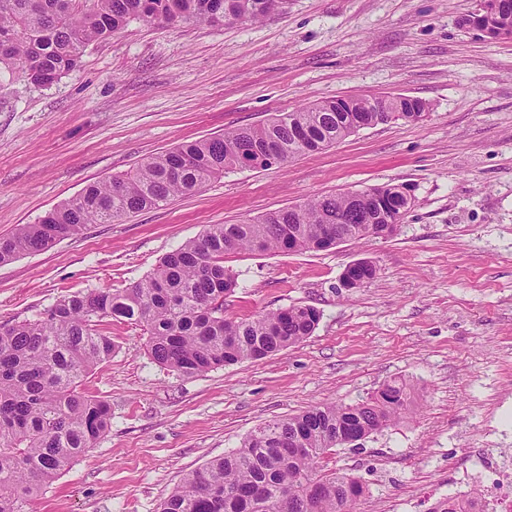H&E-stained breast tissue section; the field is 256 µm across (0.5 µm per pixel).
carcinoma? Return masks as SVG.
I'll return each mask as SVG.
<instances>
[{
  "label": "carcinoma",
  "mask_w": 512,
  "mask_h": 512,
  "mask_svg": "<svg viewBox=\"0 0 512 512\" xmlns=\"http://www.w3.org/2000/svg\"><path fill=\"white\" fill-rule=\"evenodd\" d=\"M267 0H0V69L49 86L75 69L85 48L129 22H255ZM374 101L325 100L262 126L237 128L152 156L93 182L82 193L0 238V265L47 249L89 224H112L199 192L236 170H266L272 151L286 163L376 121ZM392 194L397 223L378 217L375 202L334 195L238 224H211L163 256L152 272L121 289L61 297L32 319L0 324V512L28 504L105 435L110 405L86 380L116 352L112 321L143 327L148 354L184 377L259 361L304 342L320 311L292 305L249 318L224 315L238 287L224 256L320 251L397 234L405 201ZM411 385L394 380L355 404H324L259 425L240 446L188 472L157 512H350L364 492L359 479L327 468L336 449L407 417ZM480 500L450 497L430 512H479Z\"/></svg>",
  "instance_id": "1"
}]
</instances>
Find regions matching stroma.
I'll use <instances>...</instances> for the list:
<instances>
[{"label":"stroma","instance_id":"35a3bbf8","mask_svg":"<svg viewBox=\"0 0 512 512\" xmlns=\"http://www.w3.org/2000/svg\"><path fill=\"white\" fill-rule=\"evenodd\" d=\"M475 8L288 0L258 22L133 21L88 45L53 85L0 73V237L148 157L311 103L404 94L429 106L424 121L226 173L0 266V322H20L61 295L140 280L210 224L387 183L415 196L387 239L227 256L238 275L227 314L320 310L312 335L277 355L182 377L148 356L140 327L113 322L119 351L89 383L110 404L111 426L34 512H155L184 474L260 423L351 404L395 378L412 386L411 416L328 461L365 486L352 512H430L453 493L449 468L512 450V39L464 27ZM361 258L377 262L378 276L341 288L345 266Z\"/></svg>","mask_w":512,"mask_h":512}]
</instances>
